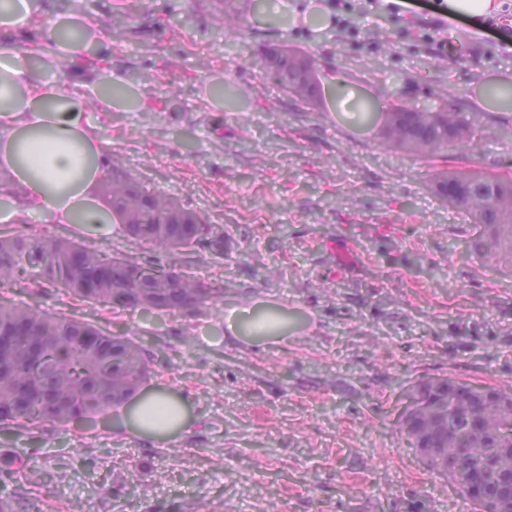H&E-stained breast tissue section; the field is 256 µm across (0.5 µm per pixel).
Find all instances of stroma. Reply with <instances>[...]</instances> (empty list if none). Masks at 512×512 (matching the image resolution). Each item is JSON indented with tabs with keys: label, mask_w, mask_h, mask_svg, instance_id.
Masks as SVG:
<instances>
[{
	"label": "stroma",
	"mask_w": 512,
	"mask_h": 512,
	"mask_svg": "<svg viewBox=\"0 0 512 512\" xmlns=\"http://www.w3.org/2000/svg\"><path fill=\"white\" fill-rule=\"evenodd\" d=\"M302 0H36L28 31L78 15L96 23L90 68L48 81L85 84L105 154L223 225L222 261L184 267L224 303L147 316L112 313L48 288L12 299L143 342L144 389L190 403L191 423L166 443L109 418L95 426L0 428V496L13 512H457L458 492L400 433L419 382L456 378L512 392V275L467 247L480 229L443 203L436 172L468 165L512 173V105L487 101L512 79V0L494 22L448 21L443 0H348V27L307 24ZM241 12L237 27L225 12ZM456 36L461 48L447 54ZM289 44L356 97L323 91L312 105L283 93L261 57ZM124 99L99 98L111 74ZM393 98L477 115L466 154L434 163L383 149L362 121ZM33 231L136 254L115 231L88 235L39 216ZM288 312L279 341L230 336L225 316L256 303Z\"/></svg>",
	"instance_id": "1"
}]
</instances>
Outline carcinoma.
<instances>
[{
	"mask_svg": "<svg viewBox=\"0 0 512 512\" xmlns=\"http://www.w3.org/2000/svg\"><path fill=\"white\" fill-rule=\"evenodd\" d=\"M282 47L261 53L282 88L288 59ZM70 51L45 48L41 63L63 72ZM418 124H430L434 137L417 140L403 129L381 134L380 145L425 160L449 150H469L474 120L458 112L434 114L408 102ZM456 137H448V129ZM438 195L462 207L481 233L469 249L483 263L512 272V188L494 186L490 175L464 167L438 174ZM100 194L112 209V222L134 240L136 255H109L68 236L48 237L0 228V284L23 279L50 285L84 301L113 310L145 314L175 313L224 303V289L207 288L183 269L179 258L191 253L224 257V226L185 208L162 189L149 191L118 165H112ZM153 370L141 342L105 332L82 319L62 316L37 305L0 296V424L68 426L104 419L124 405ZM508 410L491 401L484 408L482 436L466 441L455 429L441 441L445 455L458 461L460 475L511 471L512 455L501 451L500 432Z\"/></svg>",
	"mask_w": 512,
	"mask_h": 512,
	"instance_id": "1",
	"label": "carcinoma"
}]
</instances>
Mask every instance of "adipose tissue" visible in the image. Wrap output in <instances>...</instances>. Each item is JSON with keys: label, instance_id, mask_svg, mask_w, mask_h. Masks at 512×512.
Segmentation results:
<instances>
[{"label": "adipose tissue", "instance_id": "1", "mask_svg": "<svg viewBox=\"0 0 512 512\" xmlns=\"http://www.w3.org/2000/svg\"><path fill=\"white\" fill-rule=\"evenodd\" d=\"M10 87L0 86V167L10 170L24 188L15 219L37 215L57 223L111 230L112 215L91 193L107 170L102 166L105 145L100 129L84 117L86 95L61 81L47 87L29 66L11 69ZM162 400L176 410L174 420L144 428L138 414L144 401ZM124 406L132 430L140 437L163 441L190 424L188 401L167 389Z\"/></svg>", "mask_w": 512, "mask_h": 512}]
</instances>
